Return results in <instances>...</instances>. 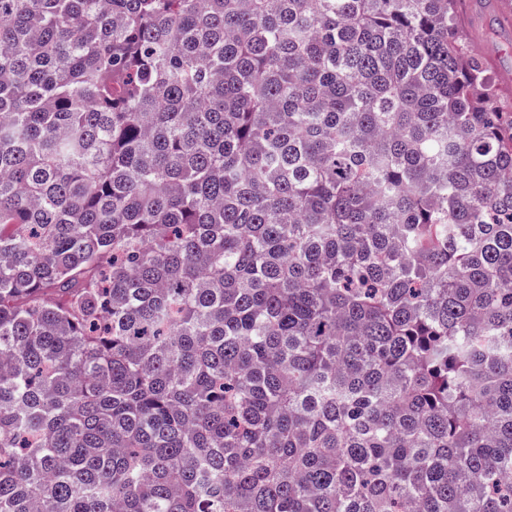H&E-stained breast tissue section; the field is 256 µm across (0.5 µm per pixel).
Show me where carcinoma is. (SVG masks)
<instances>
[{"instance_id":"obj_1","label":"carcinoma","mask_w":512,"mask_h":512,"mask_svg":"<svg viewBox=\"0 0 512 512\" xmlns=\"http://www.w3.org/2000/svg\"><path fill=\"white\" fill-rule=\"evenodd\" d=\"M461 0H0V512H512V99Z\"/></svg>"}]
</instances>
